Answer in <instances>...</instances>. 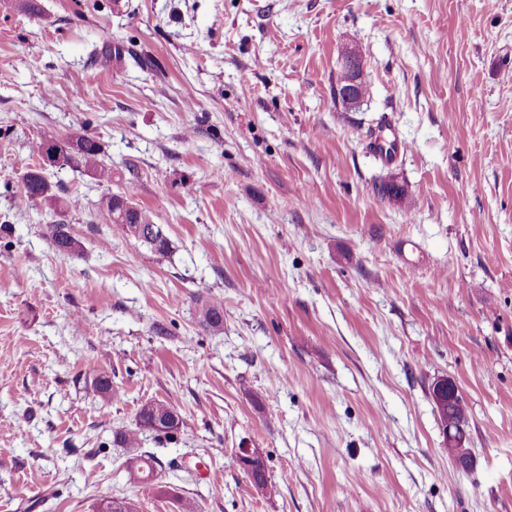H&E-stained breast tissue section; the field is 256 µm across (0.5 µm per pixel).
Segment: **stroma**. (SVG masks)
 <instances>
[{
    "instance_id": "obj_1",
    "label": "stroma",
    "mask_w": 512,
    "mask_h": 512,
    "mask_svg": "<svg viewBox=\"0 0 512 512\" xmlns=\"http://www.w3.org/2000/svg\"><path fill=\"white\" fill-rule=\"evenodd\" d=\"M39 3L0 0V512H512V0ZM47 128L93 136L111 187L44 167ZM386 129L410 145L388 162ZM25 162L80 199L79 253L42 237ZM128 188L167 256L99 211ZM441 378L469 410L464 469ZM157 400L181 423L141 432L146 483L113 438ZM360 65H361V61L359 59L350 58L349 62H348V67L346 68L344 66V69L339 77L338 84L340 86L342 83L350 80L351 78H357L358 79L357 85L359 87L357 89V95L360 96L362 99L364 97V95L366 94V89H367L366 78L364 77L363 73L358 72V73H355L354 75L350 74V71L353 72V71L359 70ZM347 69H349L350 71ZM337 95H338V98L343 99L347 105L357 104L358 97H357L356 91H355V81L349 82V84H347L345 87H343V89L341 91L338 88ZM198 321L205 329L218 332L223 325L224 302L221 298L205 299L198 307ZM262 459V454L256 448H238L236 451V460L239 465L246 470L247 475L252 480L254 487L258 491L266 489V482L261 474H255L254 461Z\"/></svg>"
}]
</instances>
